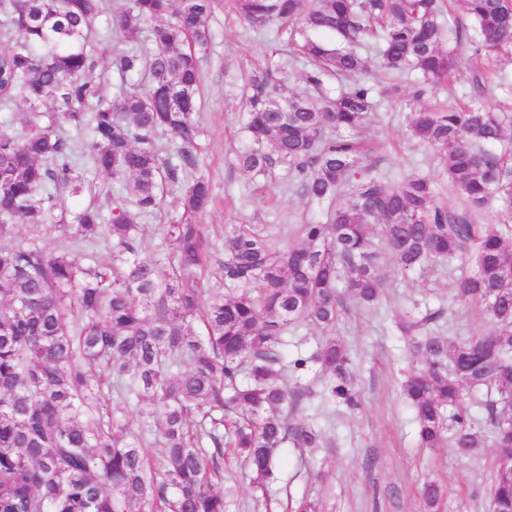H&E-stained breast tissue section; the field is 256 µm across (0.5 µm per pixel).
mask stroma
<instances>
[{"instance_id":"obj_1","label":"stroma","mask_w":512,"mask_h":512,"mask_svg":"<svg viewBox=\"0 0 512 512\" xmlns=\"http://www.w3.org/2000/svg\"><path fill=\"white\" fill-rule=\"evenodd\" d=\"M210 32L200 57L198 120L203 134L198 158L213 183L215 203L201 218L210 229L212 250L223 254L225 230L240 224L267 225L279 244L295 243L298 225L326 221V205L308 201L284 166L244 175L235 153L248 144L242 107L245 73L288 70L283 90L288 96L304 91L306 66L286 30L249 26L239 19L233 0H215ZM374 102L370 120L358 132L371 150L374 174L391 182L413 172L430 175L440 198L455 206L457 198L442 176L435 149L409 134L410 106L384 94ZM379 257L385 276L381 300L371 307L348 301L338 324L339 335L353 349L359 406L327 402L316 368L303 372L299 382L310 394L292 418L316 425L325 447L313 452L286 448V460L263 496L232 459H225L224 481L237 487L231 512H286L289 499L305 493L319 499L322 512H420L419 489L429 477L448 489L442 512H486L494 448L461 457L448 446L417 445L413 413L400 389L402 372L411 366L401 325L437 311L441 317L432 331L453 340L489 332L493 325L478 307L457 299L447 266L429 264L405 273L387 250H380Z\"/></svg>"}]
</instances>
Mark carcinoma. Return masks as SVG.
Returning a JSON list of instances; mask_svg holds the SVG:
<instances>
[{
  "mask_svg": "<svg viewBox=\"0 0 512 512\" xmlns=\"http://www.w3.org/2000/svg\"><path fill=\"white\" fill-rule=\"evenodd\" d=\"M214 0H133L117 20L121 38L147 34L146 54L112 47L108 67L119 78L109 99L89 46L103 0H0V105L20 99L21 128H0V512H228L236 487L224 490V449L266 490L280 449L321 448L312 423L288 420L306 388L288 378L315 364L333 403L358 405L351 349L335 335L345 297L373 305L385 288L376 240L398 268L465 265L454 284L459 299L484 306L494 329L452 340L431 331L408 337L424 367L403 383L415 415L418 446L448 444L460 455L491 444L497 466L487 512H512L509 416L512 372L492 376L512 358V225L474 223L495 208L512 217V116L474 104L421 105L412 137L437 151L448 187L463 204L438 202L430 177L392 183L368 174L367 150L355 137L373 111L376 82L365 78V43L379 49L385 74L419 72L413 99L429 86L471 73L473 94L486 91L485 62L512 59V0H463L472 27L445 23L443 0H236L253 27L293 26L310 70L309 96L281 97L288 80L268 69L247 76L245 129L253 147L237 155L245 175L281 164L311 202L329 203L325 223L301 224V243L279 247L265 233L233 227L217 260L226 294L198 288L209 266L208 230L198 223L212 202L196 146L198 51L210 40ZM332 33L340 48L311 37ZM454 42L448 49L446 40ZM145 73L147 83H128ZM331 75L351 78L337 96L323 92ZM65 122L88 137L58 136ZM119 184L109 214L87 205L71 224L53 225L58 196L91 190L76 154ZM181 213L161 227L158 251L143 255L152 232L139 220L161 209L164 195ZM58 232L56 246L16 234L17 220ZM103 246L113 263L84 264L82 252ZM170 272L159 276V266ZM202 320L203 335L193 330ZM322 333L310 354L287 355L288 329ZM484 389L486 426L473 424L465 390ZM149 401L140 432L130 435L106 397ZM160 444L162 455L148 448ZM443 486L427 480L422 512H439ZM289 512H320L304 494Z\"/></svg>",
  "mask_w": 512,
  "mask_h": 512,
  "instance_id": "cac0c4a2",
  "label": "carcinoma"
}]
</instances>
